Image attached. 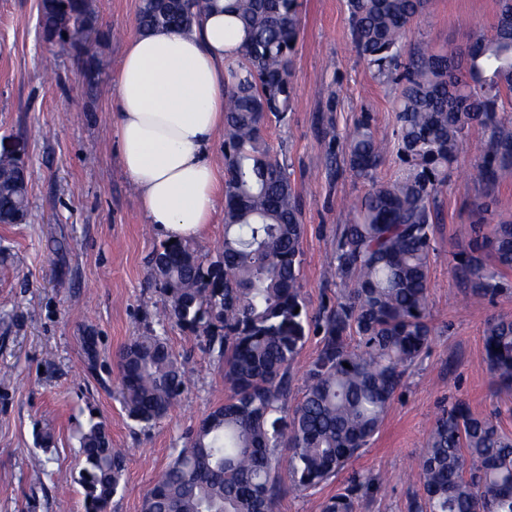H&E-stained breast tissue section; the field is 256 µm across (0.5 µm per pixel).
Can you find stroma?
Returning a JSON list of instances; mask_svg holds the SVG:
<instances>
[{
	"instance_id": "35a3bbf8",
	"label": "stroma",
	"mask_w": 512,
	"mask_h": 512,
	"mask_svg": "<svg viewBox=\"0 0 512 512\" xmlns=\"http://www.w3.org/2000/svg\"><path fill=\"white\" fill-rule=\"evenodd\" d=\"M94 35L104 67L87 84L81 59L58 54L37 23L39 0H0V154L20 151L28 165V215L0 224V512H84L79 437L106 423L126 470L106 512H143L147 491L183 447L186 433L228 393L224 367L200 338L162 320L164 298L148 259L162 242L147 224L125 177L112 128V74L137 32L139 0H95ZM497 0H429L411 45L462 51L483 31ZM294 107L266 135L282 151L298 194L304 233L302 291L310 312L332 305L338 280L327 274L336 229L351 223L366 186L343 158L347 132L369 114L378 138L396 127L394 86L374 81L351 44L346 0H303L292 74ZM489 132L471 125L437 204L428 290L430 347L412 366L372 444L341 473L304 493H287L275 512H321L352 473L379 488L358 512H407L418 493V457L435 415L455 400L495 414L512 434V388L491 377L483 349L487 322L512 318V296L475 303L449 259L468 251L473 205L512 209V182L478 176ZM164 336L184 361L187 385L152 427L131 420L118 394L117 356L136 336ZM51 434L42 446L43 434ZM41 460V474L32 463Z\"/></svg>"
}]
</instances>
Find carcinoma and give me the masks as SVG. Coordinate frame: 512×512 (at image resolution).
Here are the masks:
<instances>
[{
    "instance_id": "1",
    "label": "carcinoma",
    "mask_w": 512,
    "mask_h": 512,
    "mask_svg": "<svg viewBox=\"0 0 512 512\" xmlns=\"http://www.w3.org/2000/svg\"><path fill=\"white\" fill-rule=\"evenodd\" d=\"M209 2L140 0L137 27L187 30ZM425 4L347 0L358 57L376 82L397 86L392 149L403 167L395 179L378 180L392 149L363 115L346 140L345 162L367 190L354 222L337 228L330 260L331 276L347 289L312 315L301 293V207L265 136L293 108L302 0H224L227 25L243 31L224 105V242L206 260L188 241H165L150 265L165 319L204 338L205 352L224 363L229 394L190 433L147 492L143 512H273L285 492L321 486L370 445L407 370L429 347L435 202L470 124L490 132L483 179L512 180V112L499 111L512 105V0H498L489 33L474 39L462 69L451 53L406 48ZM39 22L48 40L85 58L94 83L102 62L82 35L98 24L94 0H43ZM27 193L26 165L0 155V214L24 217ZM475 213L470 251L453 269L470 282L473 299L490 300L512 289V215L485 202ZM312 328L321 347L291 408V365ZM483 346L493 378L512 387V319L488 321ZM118 368L128 417L145 426L186 387L184 362L153 333L127 344ZM80 448L84 510L106 512L124 453L101 422L90 424ZM419 482L408 512H512V436L456 401L428 431ZM373 486L374 478L354 473L321 512H356Z\"/></svg>"
}]
</instances>
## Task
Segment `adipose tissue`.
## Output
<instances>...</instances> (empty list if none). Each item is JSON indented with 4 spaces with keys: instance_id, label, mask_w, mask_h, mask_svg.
<instances>
[{
    "instance_id": "1",
    "label": "adipose tissue",
    "mask_w": 512,
    "mask_h": 512,
    "mask_svg": "<svg viewBox=\"0 0 512 512\" xmlns=\"http://www.w3.org/2000/svg\"><path fill=\"white\" fill-rule=\"evenodd\" d=\"M239 33L203 11L190 31L136 34L115 77L113 129L121 168L146 221L164 239L203 232L224 173L209 157L224 126L225 84Z\"/></svg>"
}]
</instances>
